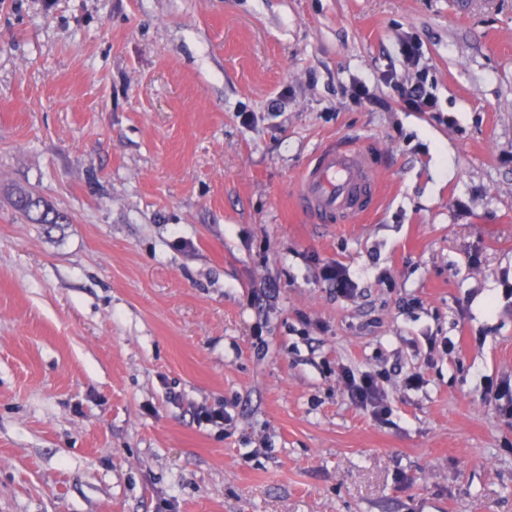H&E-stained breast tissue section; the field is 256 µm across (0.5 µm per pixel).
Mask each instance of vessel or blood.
Returning <instances> with one entry per match:
<instances>
[{
	"mask_svg": "<svg viewBox=\"0 0 512 512\" xmlns=\"http://www.w3.org/2000/svg\"><path fill=\"white\" fill-rule=\"evenodd\" d=\"M380 180L369 157L347 143L319 149L298 182L295 202L313 222L342 224L371 212Z\"/></svg>",
	"mask_w": 512,
	"mask_h": 512,
	"instance_id": "b4317fda",
	"label": "vessel or blood"
}]
</instances>
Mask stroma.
<instances>
[{
    "label": "stroma",
    "instance_id": "stroma-1",
    "mask_svg": "<svg viewBox=\"0 0 512 512\" xmlns=\"http://www.w3.org/2000/svg\"><path fill=\"white\" fill-rule=\"evenodd\" d=\"M510 381L512 0H0V512H512ZM401 103L405 108L416 112H443L438 98L429 90L421 76L413 86L401 94ZM380 180L368 154L347 143L319 149L298 182L297 208L318 224H342L371 212ZM12 202L15 210L32 224H63L65 222L63 214L25 188H20L14 193ZM350 397L360 406L370 408L376 416L385 412L383 405L384 391L378 380L369 373H363L356 377L350 369H346L341 375Z\"/></svg>",
    "mask_w": 512,
    "mask_h": 512
}]
</instances>
